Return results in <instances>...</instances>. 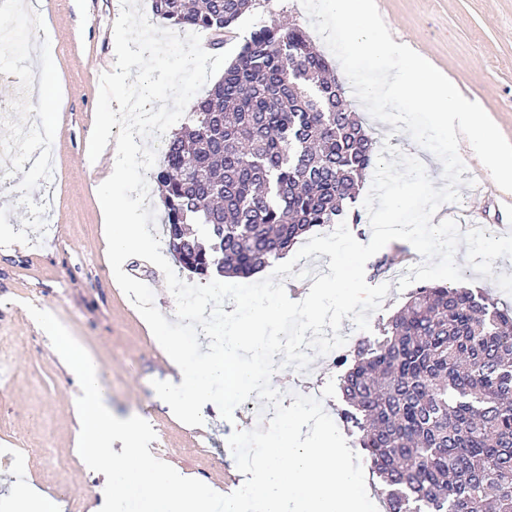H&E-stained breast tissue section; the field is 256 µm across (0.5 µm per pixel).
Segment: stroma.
<instances>
[{
	"instance_id": "35a3bbf8",
	"label": "stroma",
	"mask_w": 512,
	"mask_h": 512,
	"mask_svg": "<svg viewBox=\"0 0 512 512\" xmlns=\"http://www.w3.org/2000/svg\"><path fill=\"white\" fill-rule=\"evenodd\" d=\"M393 37L408 42L454 81L468 100L477 102L512 142V0H376ZM121 0H46L36 11L0 14V30L22 25L40 39L29 61L49 58L55 76L56 108L50 136H43L36 89L11 81L4 63L13 59L10 38L0 39V147L18 154L0 181V227L14 237L0 245V484L19 478L61 503L64 512H100L104 474L92 471L76 447L74 415L81 393L77 379L60 360L48 335L32 319L28 305L54 314L76 341L94 357L113 414L137 415L153 427L150 452L185 477L224 492V466L234 463L228 439L237 429L249 430L256 419L235 409L224 419L215 404L202 409L203 425L178 420L156 394V380L180 383L164 352L124 294L108 261L96 187L107 174L110 153L96 166L84 154L94 127L102 73L114 62L113 24ZM313 31L300 0H271L241 20L236 37L224 49L236 53L251 28L269 17ZM364 128L377 144H390L421 158L435 186H443V166L407 133L373 119L359 101H352ZM459 154L473 185L461 187V200L440 206L438 219L467 227L471 218L484 224H512V192L501 190L461 141ZM412 256L410 243L395 240L378 252L388 269L366 274L369 285L389 284L379 310L370 316L378 325L405 302L407 294L391 287V269L399 252ZM124 271L148 285L155 305L166 318L175 315V300L163 272L137 257ZM340 367L315 356L304 376L276 379L284 395L317 389L330 417L341 406L336 388ZM35 449L25 459L23 449Z\"/></svg>"
}]
</instances>
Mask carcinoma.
<instances>
[{"label":"carcinoma","mask_w":512,"mask_h":512,"mask_svg":"<svg viewBox=\"0 0 512 512\" xmlns=\"http://www.w3.org/2000/svg\"><path fill=\"white\" fill-rule=\"evenodd\" d=\"M268 0H151L221 46ZM298 25L255 26L166 140L154 173L172 255L201 278H249L350 212L374 142ZM339 415L380 479L385 512H512V311L446 283L417 287L357 344Z\"/></svg>","instance_id":"1"}]
</instances>
